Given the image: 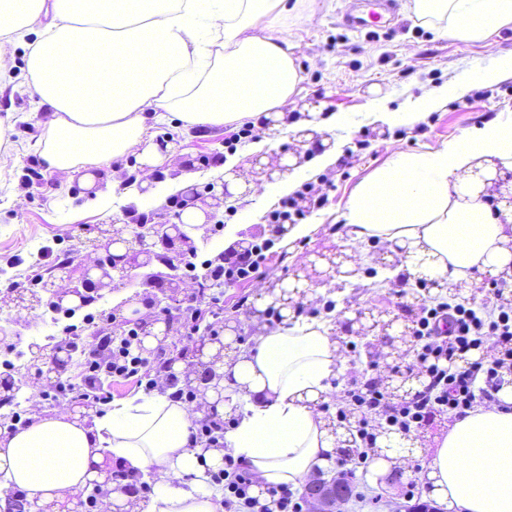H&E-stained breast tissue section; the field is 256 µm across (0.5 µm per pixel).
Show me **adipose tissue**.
<instances>
[{
  "label": "adipose tissue",
  "instance_id": "obj_1",
  "mask_svg": "<svg viewBox=\"0 0 512 512\" xmlns=\"http://www.w3.org/2000/svg\"><path fill=\"white\" fill-rule=\"evenodd\" d=\"M0 0V38L23 47L36 93L51 113L42 142L50 169L71 174L138 150L143 166L165 157L146 117L179 113L188 125L272 118L293 132L341 124L298 106L301 76L272 33L281 0ZM422 17L442 20V36L481 41L512 26V0H414ZM45 25L30 40L37 20ZM512 170V121L467 131L444 147L403 152L365 178L345 224L361 237L400 247L401 272L450 284L497 275L512 262V208L491 207L486 180ZM343 361L326 326L290 317L255 346L228 353L218 411L237 414L224 441L262 483L298 485L336 453L340 429L317 407ZM433 439L427 484L443 512H512V386ZM215 449L191 447L179 404L154 393L113 404L86 420L78 413L0 432V483L45 507L104 480L113 461L153 469L154 496L143 512H217L204 489Z\"/></svg>",
  "mask_w": 512,
  "mask_h": 512
}]
</instances>
